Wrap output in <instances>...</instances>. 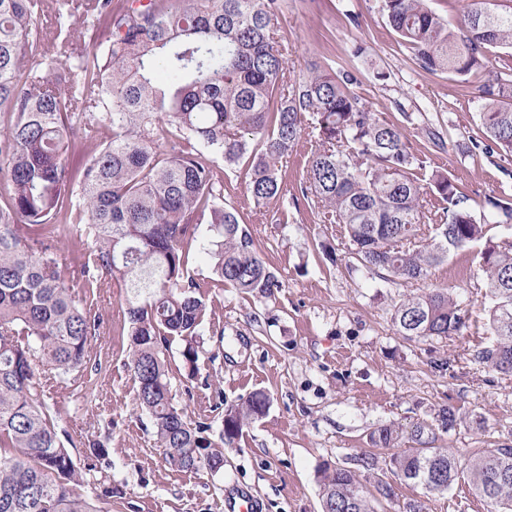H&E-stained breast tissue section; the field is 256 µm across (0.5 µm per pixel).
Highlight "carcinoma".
<instances>
[{"instance_id":"obj_1","label":"carcinoma","mask_w":512,"mask_h":512,"mask_svg":"<svg viewBox=\"0 0 512 512\" xmlns=\"http://www.w3.org/2000/svg\"><path fill=\"white\" fill-rule=\"evenodd\" d=\"M56 2L53 40L39 27L48 0H0V512H102L76 492L80 466L55 423L50 390L90 360L100 315L84 288L108 279L124 291V328L137 400L165 460L184 471L224 470L229 444L262 417V391L222 413V430L191 422L174 404L166 352L174 340L196 367L208 305L187 271L198 228L211 232L213 274L243 293L270 298L282 287L257 250L243 215L224 203L219 164L248 163L256 207L279 198L280 170L299 139L316 143L298 187L322 204L347 240L352 267L390 282L427 278L453 253L475 248L484 274L493 339L472 362L512 375V196L476 202L405 130L377 117L351 92L349 68L314 69L289 80L278 37L281 0H91L83 36L112 40L77 56L67 0ZM379 11L426 71L478 86L479 134L470 152L512 156V11L473 0L459 37L428 0H379ZM86 152L74 166L69 155ZM76 236L71 249L58 246ZM391 321L401 336L446 338L466 326V309L446 288L405 294ZM387 448L394 431L370 433ZM390 457L392 474L427 494L467 476L491 512H512V443L470 456L430 446ZM322 512H384L394 497L377 477L321 472Z\"/></svg>"}]
</instances>
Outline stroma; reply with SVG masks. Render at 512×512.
I'll return each instance as SVG.
<instances>
[{
    "mask_svg": "<svg viewBox=\"0 0 512 512\" xmlns=\"http://www.w3.org/2000/svg\"><path fill=\"white\" fill-rule=\"evenodd\" d=\"M289 46L287 77L316 65L353 67L352 90L371 112L413 131L432 122L454 145L429 148L432 168L454 175L472 196L512 194V157L462 152L476 134L479 103L463 95L448 74L421 69L378 11V0H285L278 22ZM224 200L248 215L256 247L283 286L265 299L232 287L210 288V317L195 372L184 366L181 341L167 354L175 404L188 420L220 427L217 402L232 406L256 390L271 397L263 417L225 445L224 469L183 472L165 462L148 415L137 405L123 329V294L97 289L102 321L90 363L75 385L52 394L69 451L91 464L84 495L111 484L104 512H224V494L244 488L259 512H320V471L353 467L355 457L375 452L368 434L381 426L399 430L397 447L411 446L410 433L432 428L435 444L466 454L512 442V376L480 368L472 351L490 341L487 305L474 250L454 253L425 280L392 283L349 271L348 251L335 225L322 223L317 205L289 195L255 207L245 168L228 169ZM287 223H278L280 213ZM424 288L460 291L469 319L460 334L443 339H406L391 322L402 294ZM447 370H439L440 361ZM456 413L454 429L438 426L442 407ZM104 443L108 456L95 460L89 441ZM388 512L424 500L426 512H453L457 499L477 502L468 479L430 497L421 488L392 480Z\"/></svg>",
    "mask_w": 512,
    "mask_h": 512,
    "instance_id": "1",
    "label": "stroma"
}]
</instances>
